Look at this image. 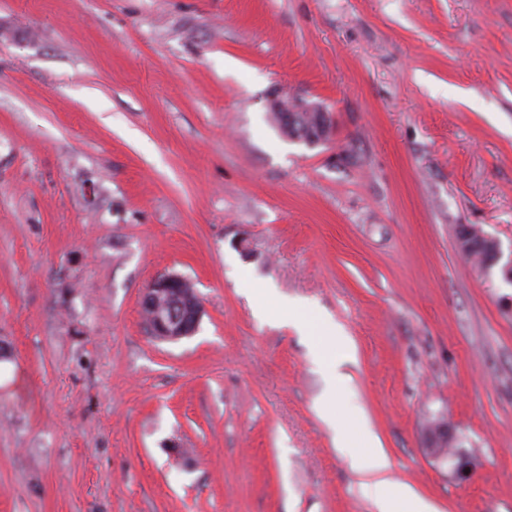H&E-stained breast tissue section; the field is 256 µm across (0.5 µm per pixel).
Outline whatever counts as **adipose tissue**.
Listing matches in <instances>:
<instances>
[{
	"mask_svg": "<svg viewBox=\"0 0 512 512\" xmlns=\"http://www.w3.org/2000/svg\"><path fill=\"white\" fill-rule=\"evenodd\" d=\"M368 463L363 467V487L370 494L376 512H439L438 507L412 487L391 482L387 473L391 463L372 430H365Z\"/></svg>",
	"mask_w": 512,
	"mask_h": 512,
	"instance_id": "adipose-tissue-1",
	"label": "adipose tissue"
}]
</instances>
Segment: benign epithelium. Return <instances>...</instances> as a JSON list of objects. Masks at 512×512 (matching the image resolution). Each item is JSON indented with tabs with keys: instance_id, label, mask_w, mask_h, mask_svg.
I'll return each mask as SVG.
<instances>
[{
	"instance_id": "benign-epithelium-1",
	"label": "benign epithelium",
	"mask_w": 512,
	"mask_h": 512,
	"mask_svg": "<svg viewBox=\"0 0 512 512\" xmlns=\"http://www.w3.org/2000/svg\"><path fill=\"white\" fill-rule=\"evenodd\" d=\"M273 112H323L325 107L318 103H307L302 99L286 109L280 97L271 100ZM142 311L150 312L148 326L161 341H178L193 335L203 315V304L198 294L190 290L189 280L176 273H164L155 278L144 289L141 300ZM427 451L436 457L447 454L446 445L452 439L453 431L445 422L426 427Z\"/></svg>"
}]
</instances>
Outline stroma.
I'll list each match as a JSON object with an SVG mask.
<instances>
[{
    "label": "stroma",
    "instance_id": "obj_1",
    "mask_svg": "<svg viewBox=\"0 0 512 512\" xmlns=\"http://www.w3.org/2000/svg\"><path fill=\"white\" fill-rule=\"evenodd\" d=\"M461 224L512 257V0H0V512H374L361 413L393 481L512 512V283ZM167 272L204 308L176 342ZM294 106L288 110L282 106L280 97L271 100L270 109L272 112H288L294 117L293 130L288 133L283 126V113H271L274 124L277 125L282 134H286L289 139L297 140L307 146H318L322 137L326 118L321 112H325V107L318 103H307L303 99L293 102ZM293 133H296L293 135ZM186 288H190L186 277L176 273H164L144 289L141 309L143 313H151L147 324L157 339L178 341L196 332L203 315V304L196 292ZM179 291L185 304L163 305L166 298ZM342 384H347V380L344 376L336 373V371H330L327 374V392L325 396L319 401V413L323 421L332 429L336 430V419L329 412L327 405L330 402V395L333 391L336 392V387ZM426 447L427 451L436 457L448 455V448H451L452 443H448L452 439L453 431L448 427L447 421L428 425L426 427ZM448 448H443L447 445Z\"/></svg>",
    "mask_w": 512,
    "mask_h": 512
}]
</instances>
